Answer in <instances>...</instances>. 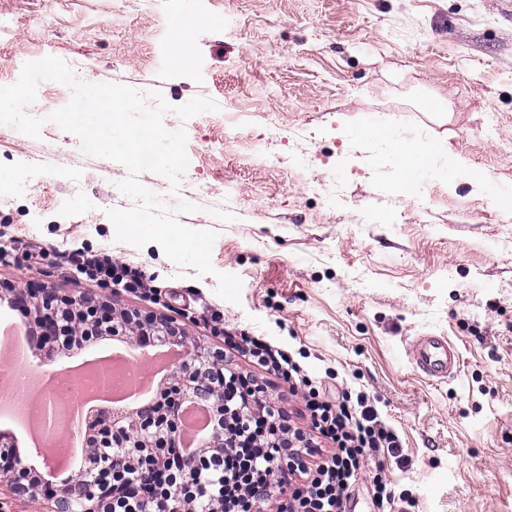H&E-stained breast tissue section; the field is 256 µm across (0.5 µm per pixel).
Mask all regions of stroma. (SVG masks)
<instances>
[{
	"mask_svg": "<svg viewBox=\"0 0 512 512\" xmlns=\"http://www.w3.org/2000/svg\"><path fill=\"white\" fill-rule=\"evenodd\" d=\"M0 79L46 56L80 64L97 83L143 85L174 105L202 96L218 111L185 127L195 161L179 187L138 179L164 202L195 204L180 222L217 235L214 275L196 276L154 243L115 239L109 208L133 201L116 187L128 169L84 155L48 122L39 138L0 125V245L22 238L43 260L0 266V282L46 283L183 325L223 349L267 387L302 430L301 394L226 347L242 334L291 355L326 395L364 391L398 433L403 464L370 458L350 487L373 512L368 474L383 468L409 512H512V208L500 211L471 178H422V194L390 191L398 171L354 126L378 116L442 142L472 175L512 192V0H0ZM194 51L170 64L172 39ZM228 112L240 113L234 124ZM306 153V169L290 158ZM238 189L231 221L212 216ZM106 253L152 280L140 298L102 288L60 260ZM237 275L241 302L215 293ZM224 322L213 335L208 316ZM456 346L453 377L417 371V337Z\"/></svg>",
	"mask_w": 512,
	"mask_h": 512,
	"instance_id": "stroma-1",
	"label": "stroma"
}]
</instances>
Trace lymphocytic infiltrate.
<instances>
[{
    "instance_id": "f902f5d3",
    "label": "lymphocytic infiltrate",
    "mask_w": 512,
    "mask_h": 512,
    "mask_svg": "<svg viewBox=\"0 0 512 512\" xmlns=\"http://www.w3.org/2000/svg\"><path fill=\"white\" fill-rule=\"evenodd\" d=\"M67 261L99 285H117L140 295L151 291L140 272L113 261L111 256L76 253L68 255ZM233 347L248 351L254 362L278 373L285 381L306 386V407L312 424L332 443L327 457L305 471L301 487L280 497L277 512H347L345 492L364 473L370 453L384 450L389 456L401 458L398 435L380 419L366 393L344 391L336 400H327L313 388L311 379L298 374L287 355H274L267 346L247 336L234 342ZM239 438L240 446L225 448L224 470L215 482L223 494V512H248L249 506L275 495L282 484L275 461L295 447L298 435L286 422H273L267 412L250 418Z\"/></svg>"
}]
</instances>
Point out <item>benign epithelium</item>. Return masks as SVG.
I'll return each instance as SVG.
<instances>
[{
  "mask_svg": "<svg viewBox=\"0 0 512 512\" xmlns=\"http://www.w3.org/2000/svg\"><path fill=\"white\" fill-rule=\"evenodd\" d=\"M6 292L14 293L15 311L22 321L40 329L52 355L106 336H130L145 323L155 335L187 349L186 358L158 386L149 406L85 418L83 435L92 452L90 466L64 487L35 478L15 444L1 437L0 477L10 489L41 496L48 512H75L77 507L80 512H152L154 504L164 512H185L186 505L198 499L209 500L211 512H223V499L213 492L203 472L224 466V440L207 435L199 443V453L182 456L178 451L186 402L201 393L209 412L222 417L228 396L240 388L235 371L224 374L223 351L201 347L172 320H143L136 311L117 313L105 301L62 293L47 284H17ZM175 455L180 468L166 470L165 464ZM133 473L148 483L146 494L137 499L124 495Z\"/></svg>",
  "mask_w": 512,
  "mask_h": 512,
  "instance_id": "7a95c632",
  "label": "benign epithelium"
}]
</instances>
